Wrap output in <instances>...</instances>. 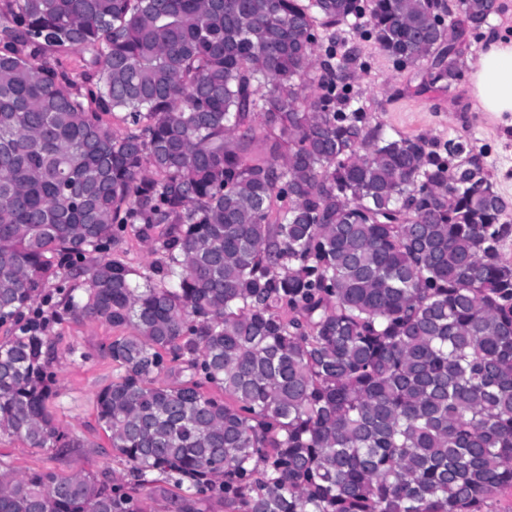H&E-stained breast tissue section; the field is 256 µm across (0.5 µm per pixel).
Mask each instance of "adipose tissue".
<instances>
[{
  "label": "adipose tissue",
  "instance_id": "obj_1",
  "mask_svg": "<svg viewBox=\"0 0 512 512\" xmlns=\"http://www.w3.org/2000/svg\"><path fill=\"white\" fill-rule=\"evenodd\" d=\"M470 94L481 112L512 113V36L486 32L470 66Z\"/></svg>",
  "mask_w": 512,
  "mask_h": 512
}]
</instances>
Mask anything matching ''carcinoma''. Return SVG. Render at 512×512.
<instances>
[{"mask_svg": "<svg viewBox=\"0 0 512 512\" xmlns=\"http://www.w3.org/2000/svg\"><path fill=\"white\" fill-rule=\"evenodd\" d=\"M498 10L9 0L0 435L93 447L56 423L51 325L97 321L123 331L96 419L124 474L0 462V512H146L171 487L176 512H483L512 490V204L468 141L385 135L336 51L359 25L449 89ZM48 50L85 55L94 102ZM134 224L160 254L140 270L110 257Z\"/></svg>", "mask_w": 512, "mask_h": 512, "instance_id": "carcinoma-1", "label": "carcinoma"}]
</instances>
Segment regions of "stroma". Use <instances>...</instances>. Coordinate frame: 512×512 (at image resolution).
<instances>
[{"label":"stroma","instance_id":"35a3bbf8","mask_svg":"<svg viewBox=\"0 0 512 512\" xmlns=\"http://www.w3.org/2000/svg\"><path fill=\"white\" fill-rule=\"evenodd\" d=\"M338 38L357 56L353 90L386 135L469 140L495 188L512 200V114L495 118L476 111L469 77H462L448 90L423 92L419 86L424 67L396 66L359 30L339 32ZM52 331L61 351L54 364L58 423L64 431L86 436L91 445L39 449L1 435L0 462L20 473L43 468L65 475L121 473L94 413L97 393L116 376L111 362L99 355L100 345L111 341L113 330L96 321L66 319L54 324ZM69 347L76 348V356L66 355Z\"/></svg>","mask_w":512,"mask_h":512}]
</instances>
